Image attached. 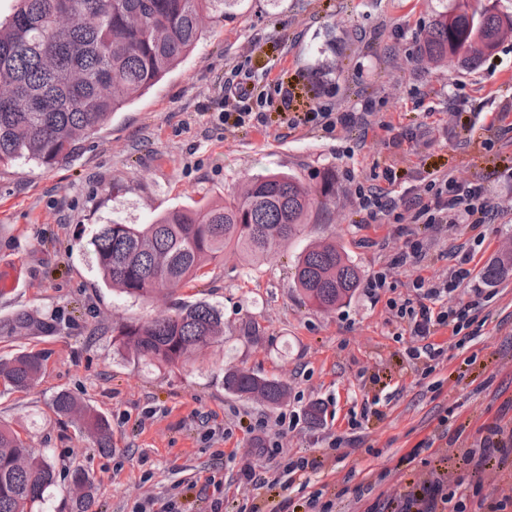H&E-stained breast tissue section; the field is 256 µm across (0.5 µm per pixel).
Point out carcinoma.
Returning a JSON list of instances; mask_svg holds the SVG:
<instances>
[{"label":"carcinoma","mask_w":512,"mask_h":512,"mask_svg":"<svg viewBox=\"0 0 512 512\" xmlns=\"http://www.w3.org/2000/svg\"><path fill=\"white\" fill-rule=\"evenodd\" d=\"M0 19V166L16 160L55 165L80 152L123 105L159 83L195 48L201 20L214 4L236 0H15ZM512 35V12L480 0H455L424 33L421 53L433 64L450 57L471 65ZM316 199L294 175L251 180L246 189L207 206L174 208L149 224H103L92 239L103 284L145 300L187 285L227 250L257 263L277 252L307 223ZM358 266L335 242L306 247L296 266L304 298L328 308L353 296ZM44 319L18 311L6 323L13 335L46 330ZM224 333L208 303L181 304L170 316L123 324L118 335L137 355L176 366ZM45 358L22 351L0 359V381L27 390L42 377ZM224 389L279 402L284 387L246 372L224 376ZM56 414H81L98 450L112 449L108 419L65 392ZM75 512H94L90 478L77 467ZM54 484L46 457L13 429L0 425V512H32Z\"/></svg>","instance_id":"carcinoma-1"}]
</instances>
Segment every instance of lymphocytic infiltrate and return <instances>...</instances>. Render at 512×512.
<instances>
[{
	"label": "lymphocytic infiltrate",
	"instance_id": "obj_1",
	"mask_svg": "<svg viewBox=\"0 0 512 512\" xmlns=\"http://www.w3.org/2000/svg\"><path fill=\"white\" fill-rule=\"evenodd\" d=\"M396 182V171L389 165L355 188L360 209L372 216L380 213L392 216L405 238L404 248L392 257L386 270L376 272L368 279L366 288L372 294L384 288L389 272L418 266L425 259L424 242L415 232V225L435 232L446 224H461L473 231L500 215L482 182L459 180L448 170L428 172L420 184L406 187L397 198L392 195ZM453 257L455 264L445 281L435 283L422 276L416 277L412 282L414 297L389 303L393 318L406 322L407 331L415 341L407 352L410 364L425 361L424 371L428 374L433 372L434 362L444 356L443 347L431 341L435 332L447 328L457 336L477 319V302L464 303L458 299L463 286L475 277L477 251L472 246H461ZM270 430L271 426L265 420L257 422L252 429L254 444L266 454L268 465L260 475L245 472L247 481L261 488L278 486L287 489L295 483L297 473L322 468L323 462L317 458L302 457L282 463L278 447L270 439ZM511 448L512 429L497 423L485 425L483 436L463 454L465 469L454 473L439 472L436 478L424 481L418 491L405 496L402 504L394 507L392 512H445L452 500L444 491L445 485L482 486L486 476L500 474L503 457Z\"/></svg>",
	"mask_w": 512,
	"mask_h": 512
}]
</instances>
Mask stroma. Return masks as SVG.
Wrapping results in <instances>:
<instances>
[{
    "instance_id": "stroma-1",
    "label": "stroma",
    "mask_w": 512,
    "mask_h": 512,
    "mask_svg": "<svg viewBox=\"0 0 512 512\" xmlns=\"http://www.w3.org/2000/svg\"><path fill=\"white\" fill-rule=\"evenodd\" d=\"M453 0H236L203 18L195 49L162 81L112 116L71 159L51 167L25 160L0 167V320L19 311L47 319V332L5 336L0 356L33 348L47 360L45 375L24 391L0 387V423L21 432L54 466L56 484L36 512H73L71 471L93 480L97 512H131L153 498L163 504L180 490L183 512H207L224 482L223 512L260 504L263 512H307L299 486L256 488L241 470L263 471L252 446L257 419L286 416L291 429L276 434L283 461L317 457L331 474H311V485L335 499V512H379L400 500L432 469L411 450L440 422L464 428L471 446L482 425L512 426V270L479 303L469 338L439 329L447 346L430 376L408 365L412 345L392 321L388 299L413 294L415 276L444 277L453 249L474 237L448 227L428 238L418 272L389 278L379 299L356 289L330 308L304 301L294 286L300 253L317 241H336L361 279L380 271L404 239L387 217L368 218L353 194L354 180L395 165L415 183L442 165L466 180L488 184L490 198L512 209V190L498 184L512 163V128L477 123L465 134L456 113L512 108V36L470 69L457 60L435 65L420 39ZM249 73L275 98L293 88L294 109L346 112L373 99L376 121L367 128L332 131L268 122L235 127L224 121V78ZM400 137L399 148L388 147ZM491 139L492 150L467 145ZM297 176L318 193L331 179L334 193L314 208L308 224L262 265L233 253L209 264L193 288L157 292L141 301L102 286L91 240L101 225L147 224L182 206L224 199L259 175ZM481 265L512 260V222L483 225ZM204 301L224 320L212 344L168 368L138 359L125 347L121 324L173 314L186 301ZM262 329L248 343L249 321ZM233 370L275 379L284 398L270 404L224 389ZM60 392L103 413L112 450L99 453L77 418L54 414ZM232 429L209 438L207 417ZM356 434L348 457L328 437ZM462 447L445 448L455 469Z\"/></svg>"
}]
</instances>
